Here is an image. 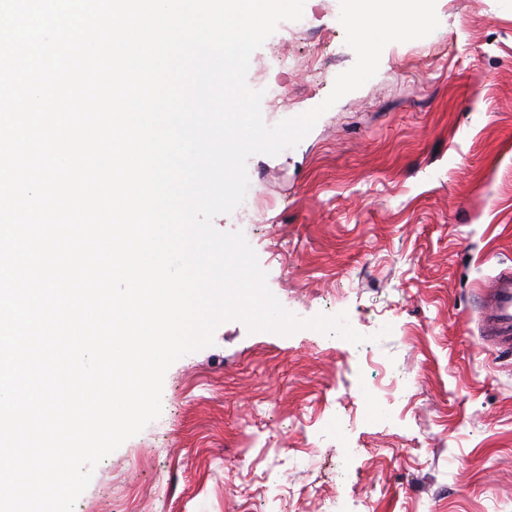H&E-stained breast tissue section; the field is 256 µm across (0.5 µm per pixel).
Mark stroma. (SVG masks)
<instances>
[{
	"instance_id": "35a3bbf8",
	"label": "stroma",
	"mask_w": 512,
	"mask_h": 512,
	"mask_svg": "<svg viewBox=\"0 0 512 512\" xmlns=\"http://www.w3.org/2000/svg\"><path fill=\"white\" fill-rule=\"evenodd\" d=\"M339 12L305 0L307 25L252 55L249 86L284 89L267 125L353 65ZM436 14L296 147L251 156L247 210L215 220L286 310L347 312L366 342L222 323L73 512H512V355L476 326L478 289L512 265V0Z\"/></svg>"
}]
</instances>
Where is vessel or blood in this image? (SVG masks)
<instances>
[{
	"instance_id": "1",
	"label": "vessel or blood",
	"mask_w": 512,
	"mask_h": 512,
	"mask_svg": "<svg viewBox=\"0 0 512 512\" xmlns=\"http://www.w3.org/2000/svg\"><path fill=\"white\" fill-rule=\"evenodd\" d=\"M478 328L496 351L512 354V267L500 270L480 292Z\"/></svg>"
}]
</instances>
